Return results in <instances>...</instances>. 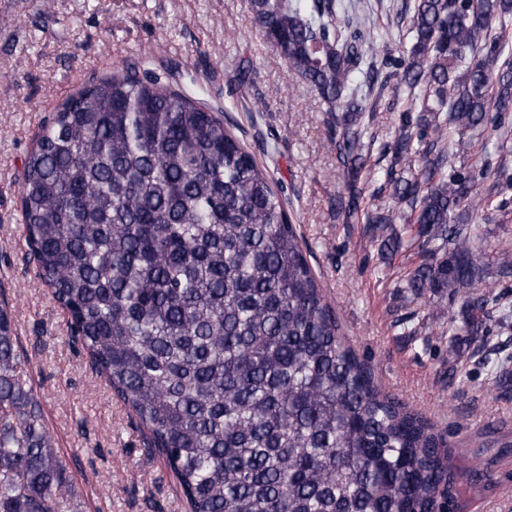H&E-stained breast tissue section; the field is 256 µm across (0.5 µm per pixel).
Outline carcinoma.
Wrapping results in <instances>:
<instances>
[{
  "label": "carcinoma",
  "mask_w": 512,
  "mask_h": 512,
  "mask_svg": "<svg viewBox=\"0 0 512 512\" xmlns=\"http://www.w3.org/2000/svg\"><path fill=\"white\" fill-rule=\"evenodd\" d=\"M411 47L393 53L345 0H251L267 46L328 104L348 200L380 251L416 259L400 282L417 298L463 297L448 352L478 336L499 300L496 270L460 211L489 206L488 157L448 168L449 146L479 142L512 116V0H410ZM499 29L500 35L492 34ZM423 89L402 111L385 180L362 207L378 100L391 77ZM141 61L69 96L25 160L26 259L68 312L72 339L146 431L190 512H459L448 436L385 392L343 336L282 191L224 118ZM469 133V140L454 135ZM407 162L406 177L396 166ZM484 290H478V287ZM0 309V512H72L41 403Z\"/></svg>",
  "instance_id": "cac0c4a2"
}]
</instances>
